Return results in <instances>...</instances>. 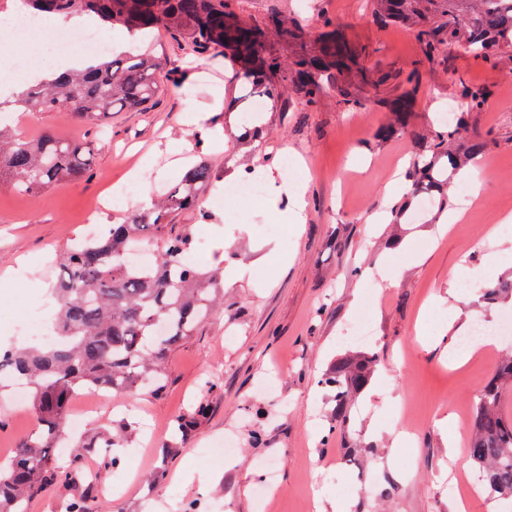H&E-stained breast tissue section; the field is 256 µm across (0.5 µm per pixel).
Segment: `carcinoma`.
Instances as JSON below:
<instances>
[{
    "label": "carcinoma",
    "instance_id": "1",
    "mask_svg": "<svg viewBox=\"0 0 512 512\" xmlns=\"http://www.w3.org/2000/svg\"><path fill=\"white\" fill-rule=\"evenodd\" d=\"M240 0H23L25 11L61 18L95 16L106 26H122L147 33L164 28L194 53L222 57L239 65L238 78L261 98L274 95L288 78L300 103L317 106L333 95L339 104L360 105L344 76L357 68L362 49L328 17L322 32L274 13L262 22L247 20ZM380 19L414 29L428 62L459 50L486 61L512 52V0H374ZM299 45L288 59L273 53V38ZM163 65L142 56L109 54L88 70L57 82L30 85L16 99L25 111L64 112L78 122L105 123L122 109H143L160 91ZM467 111H480L488 91L465 87ZM412 99L397 100L393 112L398 125L380 130L390 136L405 131V113ZM465 127V113L452 128L435 132L432 143L413 162L412 194L445 195L448 175L464 161L485 154L487 142L471 140L453 147L456 131ZM93 166V148L46 132L31 141L0 132V175L32 194L50 185L78 184ZM216 178L212 167H191L167 196L149 206H136L122 222L108 225L101 238H80L60 253V275L54 288L56 339L41 347L0 352V375L26 382L34 420L31 434L15 454L0 463V512H26L28 499L56 486L78 482L83 452L101 455L97 480H106L119 459L112 449L119 438L102 433L73 442L79 449L61 465L55 449L67 436V411L72 398L84 389L131 391L154 386L169 353L194 336L215 311L224 294V277L187 261L189 231L172 223L176 212L202 207V193ZM153 242L156 264L134 271L124 265L129 243ZM376 356L364 353L340 358L322 378L336 401V428L348 426L351 398L370 381ZM512 380V359L498 370L496 381L477 396L469 457L485 473L489 494L512 498V421L501 413V385ZM207 404L176 419V435L186 436L205 418ZM94 487L86 486L71 498L65 512H94Z\"/></svg>",
    "mask_w": 512,
    "mask_h": 512
}]
</instances>
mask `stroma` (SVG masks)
I'll return each mask as SVG.
<instances>
[{
	"instance_id": "1",
	"label": "stroma",
	"mask_w": 512,
	"mask_h": 512,
	"mask_svg": "<svg viewBox=\"0 0 512 512\" xmlns=\"http://www.w3.org/2000/svg\"><path fill=\"white\" fill-rule=\"evenodd\" d=\"M242 9L251 21L277 12L313 29L322 17L336 20L366 50L372 81L362 86L361 109L344 111L332 96L314 109L271 98L255 148L233 138L215 145L191 134L186 111L219 96L244 117L252 106L244 82L223 61L154 31L142 54L179 76L146 109L113 113L102 127L59 112H17L16 133L35 139L50 129L88 141L95 159L83 182L35 194L0 179V279L13 282L0 288V309L21 315L53 306L56 255L88 223L120 217L117 208L90 210L108 181L125 182L127 162L153 155L162 172L151 183L155 197L182 177L179 159L208 161L216 173L202 197L208 221L192 210L174 221L205 235L189 261L208 267L222 247L236 252L224 265L232 280L223 309L171 352L161 391L116 392L108 403L79 394L69 404L70 415L87 418L83 435L125 436L121 464L108 478L122 489L102 493L98 512H182L190 502L199 512H259L255 493L269 464L277 493L268 512H455L450 472L474 480L479 470L469 457L453 461L448 446L467 447L477 395L498 366L485 355L472 369L449 366L440 337L451 319L494 322L512 313V296L489 304L481 294L512 279V237L491 235L512 214V53L486 61L451 52L428 63L414 31L377 21L370 0H242ZM470 83L490 91L463 134L487 143L477 180L454 179L447 205L419 221L369 223L402 206L389 189L394 172L429 144L437 112L465 110L460 89ZM405 93L413 101L406 131L378 136L394 123L391 105ZM284 155L310 171L307 216L275 236L267 227L280 222L300 183L277 173ZM259 159L268 186L263 202L222 200L225 176ZM464 187L471 201L461 199ZM455 212L461 220L446 224ZM398 237L407 247L396 252ZM475 274L480 290L461 299L463 279ZM363 320L372 337L362 345L351 330ZM362 350L377 355V369L348 410L347 430L331 432L335 401L318 380L337 358ZM201 401L206 418L188 440L175 438L177 416ZM444 417L447 427H438ZM228 434L239 442L229 463L209 452ZM191 470L216 476L189 483L182 475Z\"/></svg>"
}]
</instances>
